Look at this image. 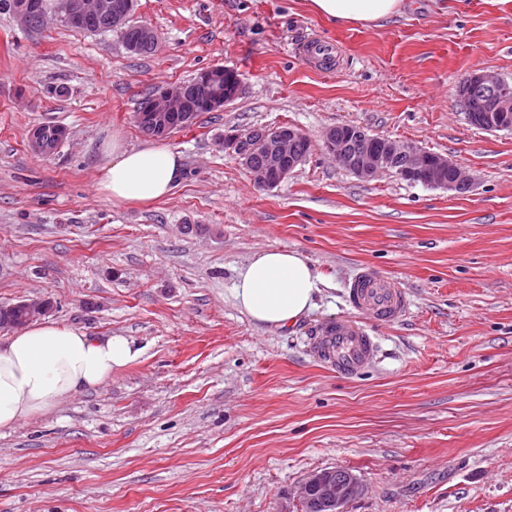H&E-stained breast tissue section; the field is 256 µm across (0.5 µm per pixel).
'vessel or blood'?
I'll use <instances>...</instances> for the list:
<instances>
[{"label": "vessel or blood", "instance_id": "vessel-or-blood-1", "mask_svg": "<svg viewBox=\"0 0 512 512\" xmlns=\"http://www.w3.org/2000/svg\"><path fill=\"white\" fill-rule=\"evenodd\" d=\"M305 59H335L336 47L318 37L308 39L300 48ZM350 306L357 314L379 321H395L404 316L408 295L404 289L373 269L359 272L347 293ZM312 347L318 357L342 377L359 374L374 358L378 349L375 337L345 318L325 325L315 336Z\"/></svg>", "mask_w": 512, "mask_h": 512}]
</instances>
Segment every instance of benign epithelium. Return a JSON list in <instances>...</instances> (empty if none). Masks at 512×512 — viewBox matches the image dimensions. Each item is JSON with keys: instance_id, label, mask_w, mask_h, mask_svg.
<instances>
[{"instance_id": "7a95c632", "label": "benign epithelium", "mask_w": 512, "mask_h": 512, "mask_svg": "<svg viewBox=\"0 0 512 512\" xmlns=\"http://www.w3.org/2000/svg\"><path fill=\"white\" fill-rule=\"evenodd\" d=\"M36 7L35 0H10L11 12L23 26L27 25L29 14ZM134 7V0H81L78 10L70 21L84 24V17L107 12L112 14V27L124 29ZM196 80L211 87L213 94L205 101L203 108L210 112L224 109L229 101L240 95L242 84L238 74L224 66H212L201 70ZM457 101L469 123L482 126L488 131H512V88L501 76L488 71L469 74L457 87ZM185 112L184 86L172 84L153 91L151 103L139 120L145 122L148 132L154 137H168L173 133L170 113ZM304 135L293 128L278 130L275 141L266 145L269 154L268 165L252 167V156L262 143H253L241 133H226L222 144L254 176L256 182L265 188H274L288 177L290 170L304 161L294 153V144ZM354 139L359 149L347 151V142ZM373 136L363 128L352 126L346 135L328 129L323 137L324 151L363 180H372L392 172L391 159L404 154L408 164L399 169L395 176L409 182L422 181L424 184L454 193L467 191L472 184L471 174L460 164L448 157L427 151L411 142L385 139L381 148L372 145ZM25 316L8 323L13 329L23 328L51 311L49 303L41 299L22 301ZM363 490L359 478L346 468L324 469L309 474L299 488L302 512H347V505Z\"/></svg>"}]
</instances>
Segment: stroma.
<instances>
[{
  "instance_id": "35a3bbf8",
  "label": "stroma",
  "mask_w": 512,
  "mask_h": 512,
  "mask_svg": "<svg viewBox=\"0 0 512 512\" xmlns=\"http://www.w3.org/2000/svg\"><path fill=\"white\" fill-rule=\"evenodd\" d=\"M131 21L154 52L0 10V305L43 298L52 320L143 349L0 430V512H300L302 480L334 467L364 484L347 512H512V132L471 126L456 102L474 61L512 82V0H404L368 25L326 21L310 0H136ZM314 35L335 41L334 67L298 55ZM216 65L243 92L167 137L183 155L173 194H101L113 135L148 140L139 100ZM48 122L69 135L39 155L28 131ZM338 125L445 155L474 184L360 180L323 151ZM259 126L309 143L269 190L222 145ZM269 249L323 279L285 330L233 296ZM366 266L410 304L398 322L364 320L378 353L346 379L310 339L353 316Z\"/></svg>"
}]
</instances>
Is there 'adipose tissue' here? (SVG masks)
Segmentation results:
<instances>
[{"label": "adipose tissue", "mask_w": 512, "mask_h": 512, "mask_svg": "<svg viewBox=\"0 0 512 512\" xmlns=\"http://www.w3.org/2000/svg\"><path fill=\"white\" fill-rule=\"evenodd\" d=\"M314 10L339 23H373L399 13L402 0H311ZM112 160L98 190L115 202L169 196L183 174L180 152L160 142L126 146L113 136ZM319 276L294 250H267L243 266L233 293L250 318L273 328L293 326L315 306ZM134 339L100 338L52 320H36L0 343V430L47 413L56 402L100 386L139 359Z\"/></svg>", "instance_id": "1"}]
</instances>
